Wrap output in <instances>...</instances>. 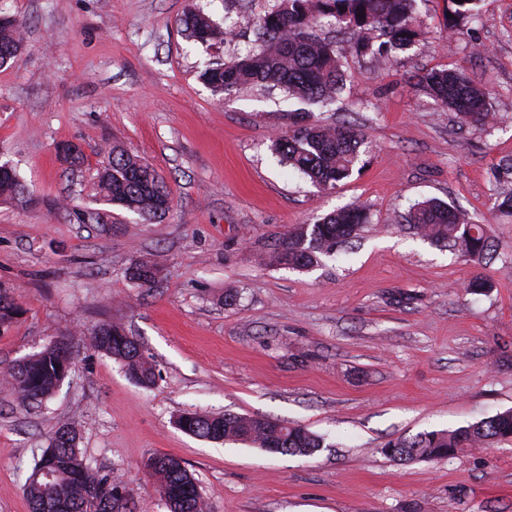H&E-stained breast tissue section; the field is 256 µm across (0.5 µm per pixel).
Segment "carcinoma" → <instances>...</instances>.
<instances>
[{"label": "carcinoma", "mask_w": 512, "mask_h": 512, "mask_svg": "<svg viewBox=\"0 0 512 512\" xmlns=\"http://www.w3.org/2000/svg\"><path fill=\"white\" fill-rule=\"evenodd\" d=\"M417 0H282L279 9L263 16L257 24L260 49L242 58L205 69L200 78L215 93L231 92L242 85L260 82L288 90L292 96L313 104H329L342 88L344 71L334 45L317 35V30L334 26L354 38L357 56L376 52L384 59L389 51L403 49L421 32ZM448 31L459 22L480 17L482 0H448ZM183 32L193 40L211 42L232 32L221 28L204 13L190 12L181 20ZM15 19H0V52H22L20 30ZM388 37L373 49V35ZM429 94L460 122L484 125L492 118L487 92L463 67L433 69L419 79ZM360 133L350 125L326 126L309 123L278 138L275 151L292 170L323 189H334L349 179L358 161ZM106 202L119 206L145 221L163 218L169 211V193L162 178L149 164L117 147L107 154L100 175ZM33 193L14 169L0 173V201L31 206ZM367 221L364 207L339 208L314 224H299L275 244L269 260L277 266L306 269L321 255H334L356 238ZM406 223L428 240L452 247L477 265L491 262L497 245L486 224H476L464 212L426 199L411 205ZM158 268L142 261L130 272L141 287L153 284ZM21 309L9 293L0 290V329L11 325ZM92 345L123 363L129 377L150 388L156 383L155 366L139 354L140 344L112 323L93 331ZM75 361L71 344L62 339L29 355L4 374L3 383L20 405H40L50 398L68 376ZM183 431L212 442L242 441L273 454L310 456L325 447V438L296 422L268 416L214 415L192 412L185 417ZM512 439V409L498 412L467 426L448 431H429L390 440L381 448L385 456L400 462L451 458L464 448L490 447ZM153 488L169 498L170 512H204L198 485L174 456H154L146 463ZM122 480L110 471L91 468L78 447L77 429L61 426L42 449L26 476L23 493L30 512H127Z\"/></svg>", "instance_id": "cac0c4a2"}]
</instances>
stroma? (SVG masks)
<instances>
[{"label":"stroma","instance_id":"stroma-1","mask_svg":"<svg viewBox=\"0 0 512 512\" xmlns=\"http://www.w3.org/2000/svg\"><path fill=\"white\" fill-rule=\"evenodd\" d=\"M281 0H0L23 25V52L0 68V163L39 203L0 202V288L22 314L0 332V371L67 338L78 355L39 407L0 390V512H29L33 449L72 424L87 463L121 475L130 512H168L148 458L187 463L206 512H512V442L447 461L402 463L384 444L468 425L512 408V0H484L478 24L451 33L446 0H417L425 30L388 63L354 56L331 28L346 81L335 103L306 106L279 87L216 94L201 72L253 52L259 18ZM190 10L236 26L202 45ZM463 65L494 116L460 125L417 76ZM354 125L364 142L333 190L280 165L273 142L295 113ZM81 144L79 166L57 144ZM112 146L163 178L170 210L147 223L102 200ZM435 197L492 225L480 267L415 235L400 217ZM369 222L310 269L270 265L288 231L336 207ZM151 259L152 287L129 277ZM489 292H466L475 274ZM121 325L156 366L144 388L95 349L91 330ZM296 421L323 435L314 455L270 454L176 428L183 412Z\"/></svg>","mask_w":512,"mask_h":512}]
</instances>
